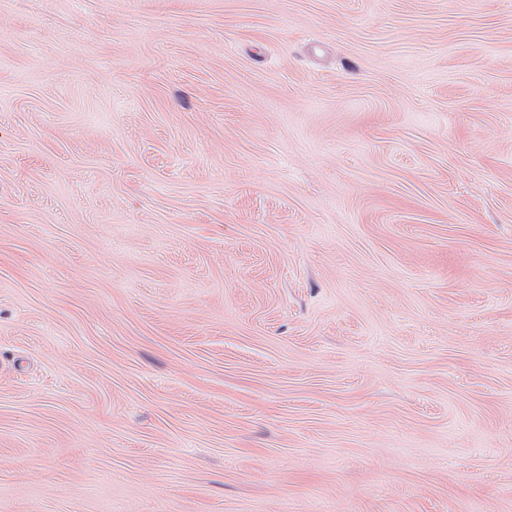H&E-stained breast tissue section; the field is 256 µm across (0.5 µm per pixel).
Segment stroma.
<instances>
[{"label":"stroma","instance_id":"stroma-1","mask_svg":"<svg viewBox=\"0 0 512 512\" xmlns=\"http://www.w3.org/2000/svg\"><path fill=\"white\" fill-rule=\"evenodd\" d=\"M0 512H512V0H0Z\"/></svg>","mask_w":512,"mask_h":512}]
</instances>
